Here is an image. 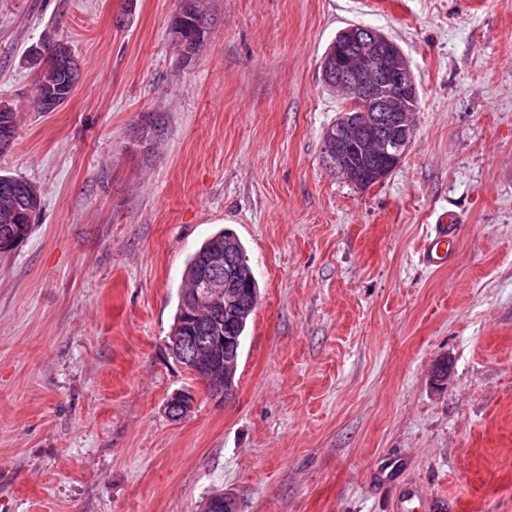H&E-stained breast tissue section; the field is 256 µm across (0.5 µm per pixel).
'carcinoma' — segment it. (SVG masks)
I'll return each instance as SVG.
<instances>
[{"label": "carcinoma", "mask_w": 512, "mask_h": 512, "mask_svg": "<svg viewBox=\"0 0 512 512\" xmlns=\"http://www.w3.org/2000/svg\"><path fill=\"white\" fill-rule=\"evenodd\" d=\"M205 0H179V8L172 18L169 34L173 44L179 49L180 57L187 62L192 59L202 46L207 26L211 21L210 14L204 12ZM62 46L60 42L44 45V55L34 59V64L43 68L44 80L52 87L60 90L59 103L67 101L68 90L74 77L57 62L54 52ZM42 80V81H44ZM36 80V85L42 84ZM17 112L10 107H0V133L17 134ZM12 212L13 221L8 224L0 223V239L23 240L31 231L30 217H39L42 209L41 194L37 188L23 178L10 174H0V212L4 209ZM226 231H219L206 238L201 246L189 257L183 273V289L181 294L187 295L193 288L192 280L197 275L198 259L201 254L215 246H224ZM237 259L234 266L239 268L241 279L236 304L246 307L249 304L251 288L257 284L253 274L246 249L241 241H236Z\"/></svg>", "instance_id": "cac0c4a2"}]
</instances>
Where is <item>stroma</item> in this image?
I'll list each match as a JSON object with an SVG mask.
<instances>
[{"mask_svg": "<svg viewBox=\"0 0 512 512\" xmlns=\"http://www.w3.org/2000/svg\"><path fill=\"white\" fill-rule=\"evenodd\" d=\"M0 0V172L35 185L0 251V512H512V0ZM390 37L419 90L411 143L362 190L328 172L337 31ZM81 78L32 106L30 56ZM161 115L153 149L137 140ZM454 259L420 260L443 210ZM231 229L260 287L224 400L165 349L185 264ZM447 360L448 380L432 370ZM177 390L191 413H164ZM179 8L172 18L169 34L173 44L179 49L180 57L187 62L202 46L211 15L204 12L205 0H179ZM202 22L198 25L199 19Z\"/></svg>", "mask_w": 512, "mask_h": 512, "instance_id": "35a3bbf8", "label": "stroma"}]
</instances>
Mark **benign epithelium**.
Instances as JSON below:
<instances>
[{"label":"benign epithelium","mask_w":512,"mask_h":512,"mask_svg":"<svg viewBox=\"0 0 512 512\" xmlns=\"http://www.w3.org/2000/svg\"><path fill=\"white\" fill-rule=\"evenodd\" d=\"M324 83L341 91L351 107L336 121V155L325 159V167L345 180L361 185L381 182L400 162L401 146L410 143L412 103L418 89L408 60L399 46L385 34L353 24L341 30L336 54L322 62ZM384 157L383 163L361 170L351 157L360 151ZM234 250L226 245L201 260L195 288L184 300L185 319H197L207 308L209 321L202 323L206 335L188 346L182 336L166 341L168 354L182 368L204 382L210 396L224 399L234 392L238 369V340L224 335L221 326L224 304L237 294L231 268ZM189 391L173 394L166 402L170 419L177 421L193 407ZM236 498L230 493L210 497L204 512H229Z\"/></svg>","instance_id":"1"}]
</instances>
